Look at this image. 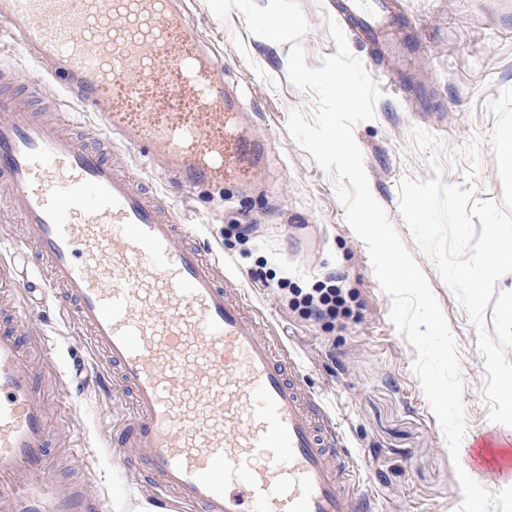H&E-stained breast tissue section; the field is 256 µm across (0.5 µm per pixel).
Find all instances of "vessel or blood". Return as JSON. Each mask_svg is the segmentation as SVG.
I'll return each instance as SVG.
<instances>
[{
  "instance_id": "vessel-or-blood-1",
  "label": "vessel or blood",
  "mask_w": 512,
  "mask_h": 512,
  "mask_svg": "<svg viewBox=\"0 0 512 512\" xmlns=\"http://www.w3.org/2000/svg\"><path fill=\"white\" fill-rule=\"evenodd\" d=\"M395 71L391 0H348ZM26 50L108 133L189 187L257 183L263 139L244 125L177 0H0ZM44 85L0 75V191L43 262L28 292L58 290L86 336L98 383L128 399L113 441L145 469L164 512H373L336 423L276 354L275 338L218 257L154 193L35 105ZM15 270L0 263V512H83L89 494L53 491L52 424Z\"/></svg>"
}]
</instances>
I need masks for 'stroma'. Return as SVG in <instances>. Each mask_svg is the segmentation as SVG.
Segmentation results:
<instances>
[{"label":"stroma","mask_w":512,"mask_h":512,"mask_svg":"<svg viewBox=\"0 0 512 512\" xmlns=\"http://www.w3.org/2000/svg\"><path fill=\"white\" fill-rule=\"evenodd\" d=\"M309 24L302 39L308 66L320 67L337 48L326 26L343 28L351 53L366 70L388 64L359 26L338 8V0H298ZM417 45L416 81L382 85L375 117L358 123L354 137L364 159L370 190L425 274L457 341L463 405L468 430L506 441L512 427L490 421L484 399L487 373L477 332L455 294L440 278L432 259L418 246L399 209L404 177L441 176L448 185L471 184L476 199L498 201L503 190L492 181L495 158L489 140L495 117L489 108L512 88V0H393ZM190 27L228 69L224 79L255 93L248 113L267 143V169L252 189L225 184L185 188L147 165L140 153L120 142L107 155L136 184L156 190L177 220L191 225L197 243L224 258L225 268L288 348L307 392L335 415L350 448L366 463L362 472L377 493L381 512H455L463 494L442 429L413 370L415 348L390 320L391 299L380 288L365 244L345 219L337 197L341 182L321 168L287 131L289 113L311 108V93L288 79L290 44L250 33L244 15L217 18L207 0H182ZM28 81L47 79V66L16 39L0 33V68ZM478 142V168L466 180L460 151ZM249 224V240L235 227ZM22 234L14 211L0 203V259L15 261L25 279L41 268L34 254H15ZM335 277L350 293V312L315 319L293 309L294 289L312 292ZM40 345L64 363L89 361L83 336L60 315L56 293L42 291L21 300ZM64 419L79 440L69 461L53 475L56 486L73 490L91 485L104 512H125L142 492L146 473L125 467L113 452L112 398L94 377L62 375L53 386Z\"/></svg>","instance_id":"obj_1"}]
</instances>
